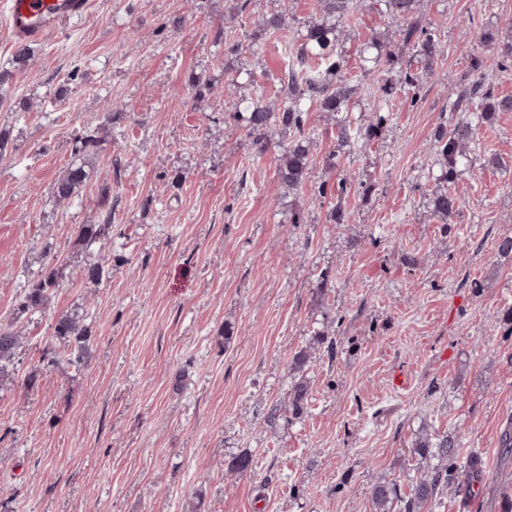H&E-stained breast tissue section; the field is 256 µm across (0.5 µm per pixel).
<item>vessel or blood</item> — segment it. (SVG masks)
Here are the masks:
<instances>
[{
    "label": "vessel or blood",
    "mask_w": 512,
    "mask_h": 512,
    "mask_svg": "<svg viewBox=\"0 0 512 512\" xmlns=\"http://www.w3.org/2000/svg\"><path fill=\"white\" fill-rule=\"evenodd\" d=\"M98 4L99 0H5L6 25L14 37L42 41Z\"/></svg>",
    "instance_id": "vessel-or-blood-1"
}]
</instances>
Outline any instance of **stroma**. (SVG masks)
Listing matches in <instances>:
<instances>
[{
	"mask_svg": "<svg viewBox=\"0 0 512 512\" xmlns=\"http://www.w3.org/2000/svg\"><path fill=\"white\" fill-rule=\"evenodd\" d=\"M228 0H112L30 45L27 61L0 18V321L24 342L0 376V512H373L379 482L408 487L427 469L422 436L453 437L460 460L482 452L477 512H512V112L482 125L451 189L461 205L434 215L433 134L460 83L476 78L483 30L512 33V0H418L442 51L415 97L381 88L407 66L364 72L360 51L398 25L365 8L344 27L353 116L385 121L369 144L337 148L336 121L306 104L309 178L279 196V144L257 153L232 113L239 96L284 99L281 80L316 0H249L240 25ZM283 11L287 32L258 21ZM240 52L226 54L225 44ZM249 70L239 94L229 75ZM210 86L195 104L192 81ZM103 129L91 184L56 205L50 187L72 138ZM338 151V166L325 158ZM350 174L346 224L323 183ZM109 276H81L75 225L99 221ZM304 221H288L289 209ZM66 258L42 315H18L21 286L45 244ZM89 313L92 358L49 364L52 323ZM334 335L333 350L315 345ZM313 347L312 401L288 412L295 351ZM408 376L396 387V374ZM35 386H28V378ZM276 405L284 412L268 424ZM247 455V472L231 471Z\"/></svg>",
	"mask_w": 512,
	"mask_h": 512,
	"instance_id": "1",
	"label": "stroma"
}]
</instances>
